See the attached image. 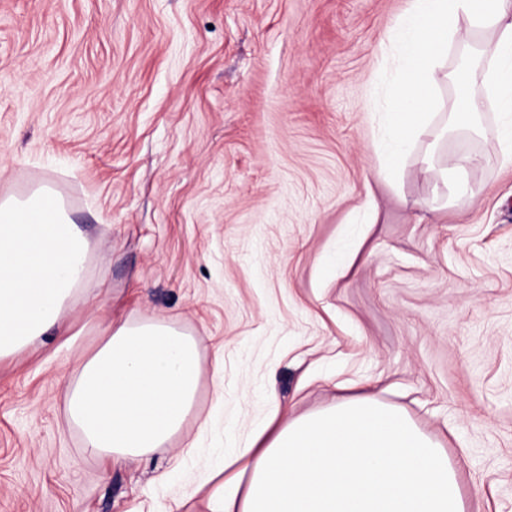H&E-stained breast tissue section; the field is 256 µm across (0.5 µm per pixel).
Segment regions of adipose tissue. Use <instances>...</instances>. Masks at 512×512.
Masks as SVG:
<instances>
[{"label": "adipose tissue", "mask_w": 512, "mask_h": 512, "mask_svg": "<svg viewBox=\"0 0 512 512\" xmlns=\"http://www.w3.org/2000/svg\"><path fill=\"white\" fill-rule=\"evenodd\" d=\"M486 30L496 37L479 53L489 99L506 120L503 160L512 165V0H409L388 39L395 92L384 109L380 174L425 134L435 74L451 44L470 50V34ZM88 252L50 189L0 199V360L70 333L73 300L99 296L86 278ZM200 377L189 334L154 317L114 322L68 386L65 415L89 454L146 459L181 432ZM182 502L203 512H465L444 448L371 393L290 421L271 413Z\"/></svg>", "instance_id": "obj_1"}]
</instances>
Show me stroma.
I'll use <instances>...</instances> for the list:
<instances>
[{
	"instance_id": "1",
	"label": "stroma",
	"mask_w": 512,
	"mask_h": 512,
	"mask_svg": "<svg viewBox=\"0 0 512 512\" xmlns=\"http://www.w3.org/2000/svg\"><path fill=\"white\" fill-rule=\"evenodd\" d=\"M407 5L0 0V198L56 192L100 290L81 336L0 362V512L173 508L271 406L367 391L445 449L466 512H512V166L493 107L446 127L454 46L428 135L379 178ZM459 154L479 162L437 178ZM145 317L196 339L195 410L149 459H91L67 385Z\"/></svg>"
}]
</instances>
